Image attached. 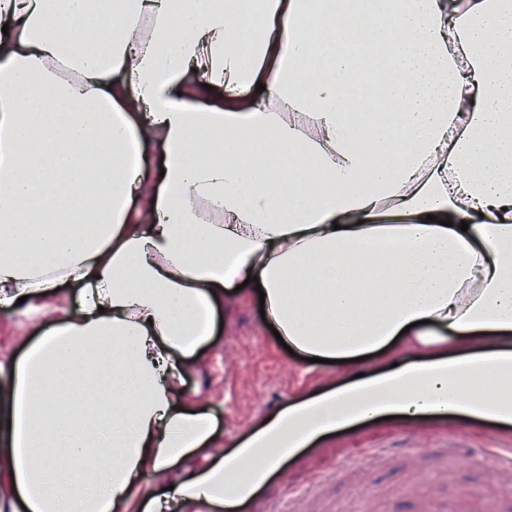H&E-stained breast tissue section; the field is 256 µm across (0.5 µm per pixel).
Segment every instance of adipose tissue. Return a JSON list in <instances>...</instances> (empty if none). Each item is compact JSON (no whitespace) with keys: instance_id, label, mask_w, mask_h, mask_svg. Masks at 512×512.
<instances>
[{"instance_id":"1","label":"adipose tissue","mask_w":512,"mask_h":512,"mask_svg":"<svg viewBox=\"0 0 512 512\" xmlns=\"http://www.w3.org/2000/svg\"><path fill=\"white\" fill-rule=\"evenodd\" d=\"M108 12L0 0V307L49 323L0 384V512H234L359 420L511 425L512 0H266L244 49L236 0ZM253 276L296 354L392 364L216 454L183 373Z\"/></svg>"}]
</instances>
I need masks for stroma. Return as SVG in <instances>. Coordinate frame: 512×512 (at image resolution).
Wrapping results in <instances>:
<instances>
[{
	"mask_svg": "<svg viewBox=\"0 0 512 512\" xmlns=\"http://www.w3.org/2000/svg\"><path fill=\"white\" fill-rule=\"evenodd\" d=\"M211 342L185 368V393L215 424V447L230 451L267 414L292 399L346 382L345 367L291 355L262 319L258 297L220 305ZM34 317L0 309V362L25 349ZM512 429L424 417L376 419L337 431L287 460L258 492L266 512H420L423 501L466 489L483 512H512L502 499L512 469Z\"/></svg>",
	"mask_w": 512,
	"mask_h": 512,
	"instance_id": "obj_1",
	"label": "stroma"
}]
</instances>
